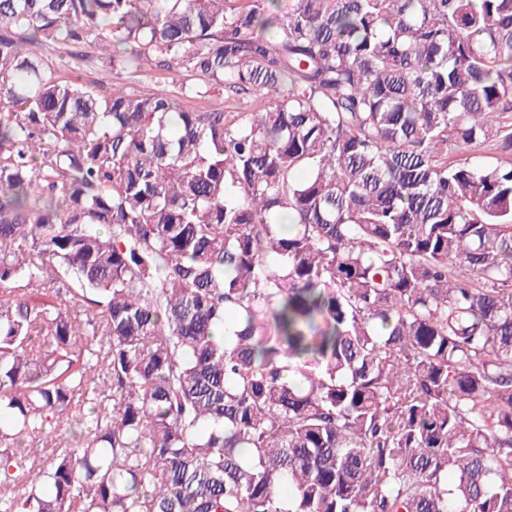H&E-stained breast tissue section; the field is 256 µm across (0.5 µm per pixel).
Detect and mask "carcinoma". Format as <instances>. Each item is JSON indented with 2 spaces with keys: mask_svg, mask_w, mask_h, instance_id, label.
Instances as JSON below:
<instances>
[{
  "mask_svg": "<svg viewBox=\"0 0 512 512\" xmlns=\"http://www.w3.org/2000/svg\"><path fill=\"white\" fill-rule=\"evenodd\" d=\"M0 512H512V0H0ZM33 51L38 56L42 55L45 59L48 58L53 61L54 59L56 60L59 55L58 52L49 47H36L33 48ZM94 51L95 50L90 47L83 49V54L85 55L83 59L69 58L65 54H62L63 65L58 64L59 61L56 60L55 66L58 67L63 77L90 87L97 86L96 89L102 92L97 84L100 80L101 72L99 63L93 57ZM111 80L125 84L127 87L143 93H170L180 91L182 85L200 82L197 76L184 69L160 70L154 68L149 76L132 79L128 74L119 73L111 76ZM180 100L183 108L188 110L221 108L224 110L226 121H229L234 115L237 118V112H250L258 104V102H252L250 97L243 99L239 96H228L221 91L211 93V97L206 99L185 98L180 95Z\"/></svg>",
  "mask_w": 512,
  "mask_h": 512,
  "instance_id": "carcinoma-1",
  "label": "carcinoma"
}]
</instances>
